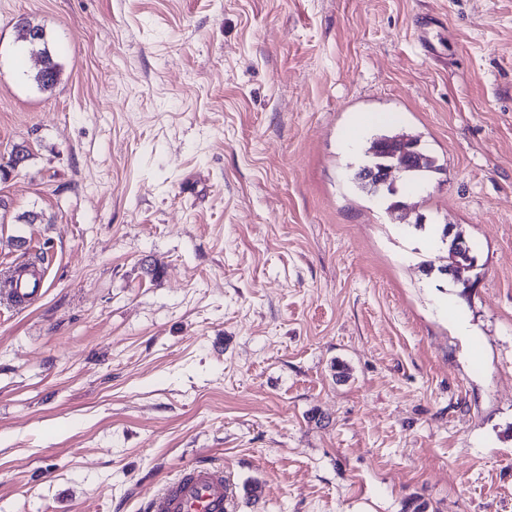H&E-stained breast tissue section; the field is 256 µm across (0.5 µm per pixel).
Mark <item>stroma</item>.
Listing matches in <instances>:
<instances>
[{
    "mask_svg": "<svg viewBox=\"0 0 512 512\" xmlns=\"http://www.w3.org/2000/svg\"><path fill=\"white\" fill-rule=\"evenodd\" d=\"M369 112L441 166L405 209L351 181ZM38 253L0 512H143L200 457L239 512H512V0H0V280ZM37 37V40L35 38ZM17 39L31 49L36 67L30 79L41 91H52L60 80L61 68L54 60L50 38L43 26L24 19L17 25ZM445 226L448 225H444L441 230V235ZM447 238L448 241L453 244V252L451 253V259L448 260V266L445 265L442 267V274L458 280L461 270L474 267L476 259L473 255V249L470 243L463 235L458 232L454 233L453 226H448Z\"/></svg>",
    "mask_w": 512,
    "mask_h": 512,
    "instance_id": "1",
    "label": "stroma"
}]
</instances>
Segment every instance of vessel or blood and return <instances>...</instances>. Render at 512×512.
I'll use <instances>...</instances> for the list:
<instances>
[{
	"instance_id": "b4317fda",
	"label": "vessel or blood",
	"mask_w": 512,
	"mask_h": 512,
	"mask_svg": "<svg viewBox=\"0 0 512 512\" xmlns=\"http://www.w3.org/2000/svg\"><path fill=\"white\" fill-rule=\"evenodd\" d=\"M42 296L33 279L20 277L0 286V303L26 308ZM148 512H233L234 496L222 466L198 459L186 464L179 476L154 493Z\"/></svg>"
}]
</instances>
